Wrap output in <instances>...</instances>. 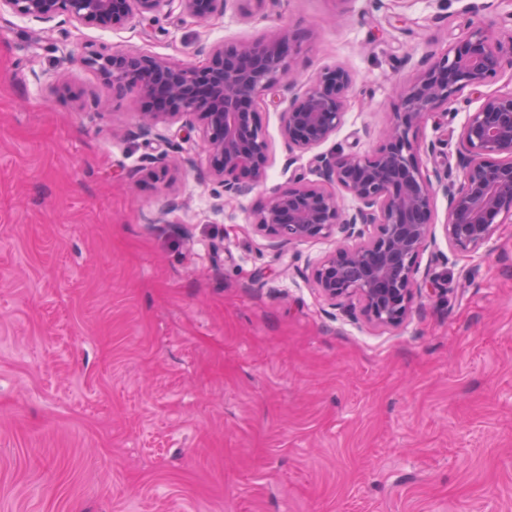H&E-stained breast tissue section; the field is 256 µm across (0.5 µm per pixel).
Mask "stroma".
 <instances>
[{
  "label": "stroma",
  "instance_id": "1",
  "mask_svg": "<svg viewBox=\"0 0 512 512\" xmlns=\"http://www.w3.org/2000/svg\"><path fill=\"white\" fill-rule=\"evenodd\" d=\"M224 0L119 29L0 12V512H512V223L489 254L442 232L439 288L397 327L324 301L311 268L335 238L275 246L250 222L289 161L261 102L266 178L222 204L199 135L152 178L164 138L141 103L78 64L90 50L202 65L211 46L299 35L301 81L356 76L326 149L374 152L396 88L467 24L512 38V0ZM92 99L61 96L58 76ZM477 96L434 114L424 168L455 164ZM176 209H168L169 200Z\"/></svg>",
  "mask_w": 512,
  "mask_h": 512
}]
</instances>
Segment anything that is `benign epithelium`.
Segmentation results:
<instances>
[{
	"label": "benign epithelium",
	"instance_id": "1",
	"mask_svg": "<svg viewBox=\"0 0 512 512\" xmlns=\"http://www.w3.org/2000/svg\"><path fill=\"white\" fill-rule=\"evenodd\" d=\"M222 6L224 0H0V11L37 21L64 16L78 26L112 28L134 14L155 19L175 8L203 25ZM297 43L284 29L259 42L217 44L201 67L99 51L88 52L81 63L97 69L113 95L139 96L140 135L158 138V127L175 125L186 138L200 133L209 175L227 203L265 177L268 143L257 107L269 93L288 94L280 132L292 156L326 143L343 122L353 73L337 67L296 90L291 58ZM507 66L512 39L505 44L482 26L467 27L461 46L448 47L401 89L400 107L376 151L316 155L321 182L294 175L252 214L251 223L278 246L338 235L336 249L312 270L320 296L348 313L360 304L375 327L402 324L415 295L435 282L429 271H420L419 257L434 239L437 191L448 197L443 230L457 254L488 250L496 226L512 223V92H481ZM466 90L480 104L461 126L456 167L423 168L419 128ZM344 196L355 206L345 207Z\"/></svg>",
	"mask_w": 512,
	"mask_h": 512
}]
</instances>
